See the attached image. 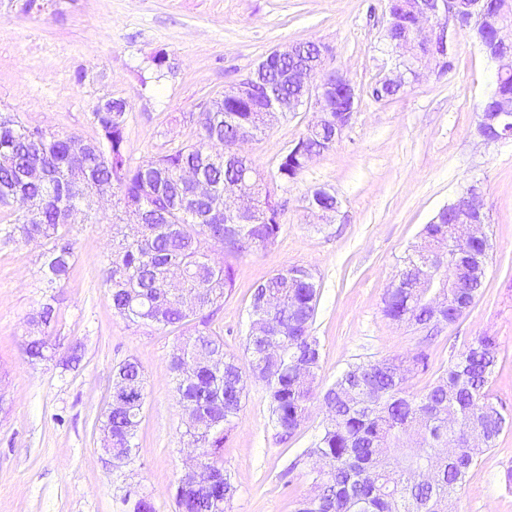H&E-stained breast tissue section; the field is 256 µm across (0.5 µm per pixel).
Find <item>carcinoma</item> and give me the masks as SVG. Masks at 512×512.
Instances as JSON below:
<instances>
[{"instance_id":"carcinoma-1","label":"carcinoma","mask_w":512,"mask_h":512,"mask_svg":"<svg viewBox=\"0 0 512 512\" xmlns=\"http://www.w3.org/2000/svg\"><path fill=\"white\" fill-rule=\"evenodd\" d=\"M285 65L271 63L260 72L247 101H211L198 115L196 140L133 165L127 155L126 103L109 99L92 112L97 138H62L0 115V208L22 199L25 208L12 222L0 224V239L44 245L41 273L48 284L65 281L75 251L71 209L89 188L112 187V256L105 283L113 311L136 325L158 330L194 323V333L173 350L169 369L174 392L188 419L186 434L197 449L198 465L175 482L178 512H229L237 492L224 468V441L236 425L247 379L262 384L269 397L271 422L285 437L303 425L310 406L319 403L326 419L313 446L298 456L315 455L327 469L310 470L311 492L296 501L294 512H448V497L465 483L483 453L512 428V414L492 401L489 384L499 361L495 337H473L453 351L448 367L421 395L409 391L410 378L429 369L420 350L408 356L354 362L326 388L317 382L322 357L312 333L320 297L317 274L303 265L276 270L255 288L246 352L249 373L224 354V339L211 329L214 312L233 286L230 267L215 261L228 255L267 251L278 241L281 205L275 185L295 180L307 167L306 155L333 149L332 129L303 134L285 151L269 178L233 150L244 134L265 130L264 88L282 85ZM501 99H512V75L492 83L480 111L491 112ZM187 168L199 170L210 191L198 193L181 179ZM255 176L252 206L267 221L234 224L224 220V188L243 169ZM309 201L336 209V196L324 188ZM424 225L420 243L402 258L398 276L411 288H391L382 299L388 319L418 329L438 321L456 324L472 307L483 283L456 285L448 264L432 270L439 289L417 280L434 255L433 242L450 238L448 220ZM30 320L40 329L56 322L50 302ZM33 360L56 356L46 331L27 347ZM120 400L107 406L100 429L110 448L112 468L120 470L136 455L137 432L145 404L139 365L127 360L113 369L112 386ZM129 512H155L144 495L121 497Z\"/></svg>"}]
</instances>
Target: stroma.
<instances>
[{
	"mask_svg": "<svg viewBox=\"0 0 512 512\" xmlns=\"http://www.w3.org/2000/svg\"><path fill=\"white\" fill-rule=\"evenodd\" d=\"M386 0H0V113L62 137L90 139L94 109L121 99L133 164L194 141L204 104L223 96L273 49L313 40L331 50L329 65L361 92L351 126L335 148L279 188L288 206L276 246L239 257L234 285L212 328L225 353L247 365L248 313L255 287L282 267L302 264L321 282L314 334L322 346L319 383L351 363L429 355V373L409 380L423 393L446 369L453 347L497 336L491 396L512 411V139L485 143L478 105L493 67L467 32H458L454 68L428 75L389 101L370 88L383 75ZM165 53L163 77L153 59ZM312 119L302 111L274 123L245 151L272 173ZM478 185L493 248L473 306L433 339L382 313V297L401 257L444 204ZM318 188L340 207L321 224L307 210ZM92 221L74 225L68 280L47 286L43 245L0 242V512H121L126 489L146 494L155 512H176L173 486L189 460L186 417L169 370L182 331L129 324L112 310L105 270L112 253V205H91ZM53 302L60 351L82 361L31 360L28 321ZM133 359L147 398L134 462L113 470L99 419L112 393V370ZM265 388L248 383L224 466L237 485L231 512H294L309 493V464L284 469L311 446L324 411L311 405L301 429L281 440L269 419ZM512 429L504 431L448 501V512H512Z\"/></svg>",
	"mask_w": 512,
	"mask_h": 512,
	"instance_id": "stroma-1",
	"label": "stroma"
}]
</instances>
